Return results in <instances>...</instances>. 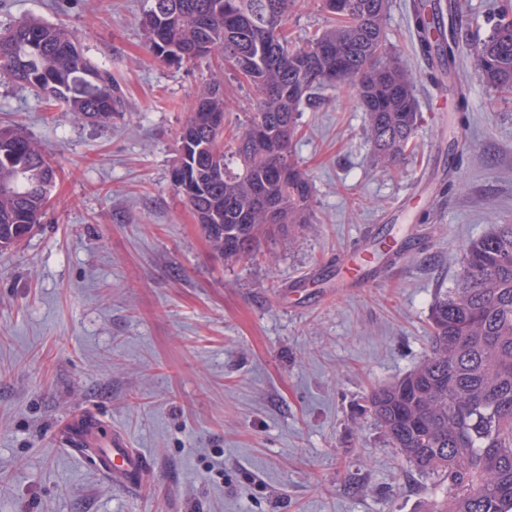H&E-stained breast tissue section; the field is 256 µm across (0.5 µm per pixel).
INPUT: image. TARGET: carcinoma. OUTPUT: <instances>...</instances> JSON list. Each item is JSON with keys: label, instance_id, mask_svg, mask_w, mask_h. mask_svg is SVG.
Here are the masks:
<instances>
[{"label": "carcinoma", "instance_id": "carcinoma-1", "mask_svg": "<svg viewBox=\"0 0 512 512\" xmlns=\"http://www.w3.org/2000/svg\"><path fill=\"white\" fill-rule=\"evenodd\" d=\"M141 25L151 55L171 66L228 63L258 103L224 151L226 100L218 79L199 90L179 132L172 184L226 260L252 259L271 228L315 222L312 186L292 141L298 112L325 84L349 85L368 116L367 141L383 164L413 148L421 121L414 78L386 47L389 0H320L331 24L306 43L288 35L298 0H147ZM416 51L430 81L459 51V0H414ZM479 80L512 94V4L475 49ZM46 105L106 125L121 99L112 72L91 63L63 26L38 19L0 32V75ZM47 150L0 126V253L40 223L56 187ZM430 353L397 381L373 388L370 411L392 447L442 487L430 512H512V224H493L463 251L453 287L430 308Z\"/></svg>", "mask_w": 512, "mask_h": 512}]
</instances>
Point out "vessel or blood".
<instances>
[{
  "label": "vessel or blood",
  "mask_w": 512,
  "mask_h": 512,
  "mask_svg": "<svg viewBox=\"0 0 512 512\" xmlns=\"http://www.w3.org/2000/svg\"><path fill=\"white\" fill-rule=\"evenodd\" d=\"M67 445L77 452L95 449L103 476L120 489L139 486L148 475V462L141 451L128 448L119 436L102 439L93 426L72 421L67 430Z\"/></svg>",
  "instance_id": "b4317fda"
}]
</instances>
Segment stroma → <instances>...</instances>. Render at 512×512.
Masks as SVG:
<instances>
[{"mask_svg": "<svg viewBox=\"0 0 512 512\" xmlns=\"http://www.w3.org/2000/svg\"><path fill=\"white\" fill-rule=\"evenodd\" d=\"M461 3L466 124L426 79L412 0H390L387 39L417 81L415 152L377 165L353 94L317 90L294 142L317 223L227 262L170 173L212 76L225 137L255 91L211 59H154L146 0H0V28L64 25L124 101L111 124L80 122L0 77V124L23 126L58 170L40 224L0 255V512H427L433 480L391 447L367 397L428 354L430 305L465 245L512 224V95L479 81L473 55L497 0ZM329 24L319 0H301L288 32L299 43ZM389 236L406 249L387 259ZM359 248L383 277L338 287L337 263ZM79 417L147 454L144 487L118 490L63 447Z\"/></svg>", "mask_w": 512, "mask_h": 512, "instance_id": "1", "label": "stroma"}]
</instances>
